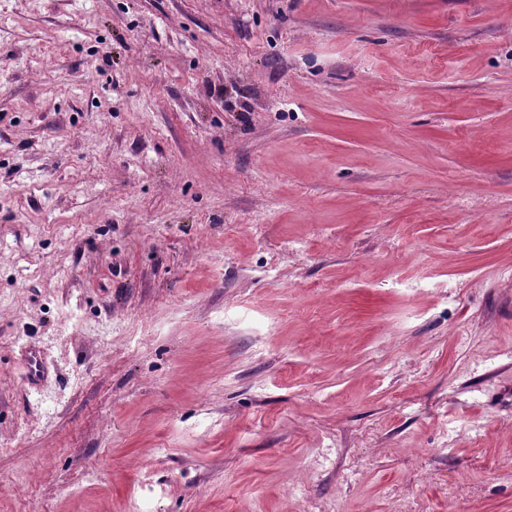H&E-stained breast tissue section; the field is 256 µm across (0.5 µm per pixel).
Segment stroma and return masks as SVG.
I'll return each mask as SVG.
<instances>
[{"label":"stroma","mask_w":512,"mask_h":512,"mask_svg":"<svg viewBox=\"0 0 512 512\" xmlns=\"http://www.w3.org/2000/svg\"><path fill=\"white\" fill-rule=\"evenodd\" d=\"M0 512H512V0H0Z\"/></svg>","instance_id":"35a3bbf8"}]
</instances>
